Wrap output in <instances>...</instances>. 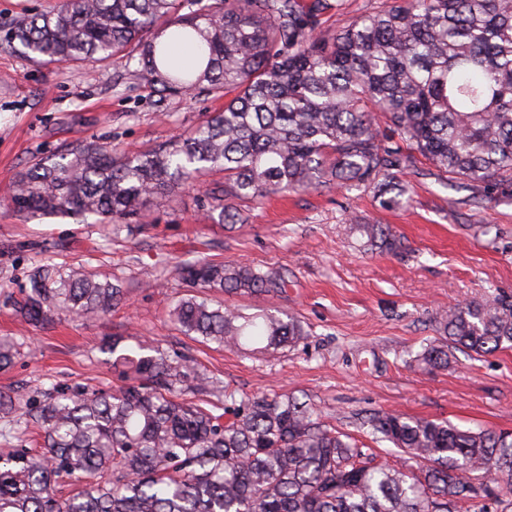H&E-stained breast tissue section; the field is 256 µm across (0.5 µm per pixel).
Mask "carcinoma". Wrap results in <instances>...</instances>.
<instances>
[{
  "mask_svg": "<svg viewBox=\"0 0 512 512\" xmlns=\"http://www.w3.org/2000/svg\"><path fill=\"white\" fill-rule=\"evenodd\" d=\"M342 0H62L20 15L0 47L20 44L36 63L112 60L164 101L203 91L224 97L189 134L146 151L117 153L91 142L29 165L5 193L33 216H96L112 233L132 227L151 200L206 189L226 224L288 191L370 190L381 206L402 203V177L426 161L466 186L512 184V0H383L340 30L321 15ZM197 50L190 67L173 47ZM349 235L389 252L403 247L388 224H351ZM189 292L169 309L188 335L227 349L294 346L301 321L275 307L245 316L212 293L274 298L280 272L198 259L178 269ZM120 282L60 265L30 271L15 303L28 323L56 313L104 315L120 305ZM435 343L416 355L445 367L452 350L492 355L512 348V298L464 302L436 320ZM104 352L125 385L111 393L47 394L22 406L0 390V436L31 428L44 448H0V512H490L498 495L475 476L512 483V434L377 411L370 434L405 455L396 467L328 428L308 403L224 389L184 355L157 346ZM19 344L0 338V370ZM85 488L56 495L60 480Z\"/></svg>",
  "mask_w": 512,
  "mask_h": 512,
  "instance_id": "carcinoma-1",
  "label": "carcinoma"
}]
</instances>
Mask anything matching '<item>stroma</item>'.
<instances>
[{
    "label": "stroma",
    "mask_w": 512,
    "mask_h": 512,
    "mask_svg": "<svg viewBox=\"0 0 512 512\" xmlns=\"http://www.w3.org/2000/svg\"><path fill=\"white\" fill-rule=\"evenodd\" d=\"M223 108V97L205 93L158 104L109 61L56 67L0 48V191L41 157L92 140L153 148ZM409 194L408 205L391 209L363 190L278 194L240 203L242 223L225 225L210 218L202 191L177 189L153 200L118 241L95 218L31 217L0 201V336L22 345L16 364L0 371V389L24 402L51 388L116 390L122 381L101 347L119 337L127 347L150 340L187 355L244 394L303 397L325 424L389 461L398 450L375 442L365 425L376 411L512 431V349L458 350L444 368L414 360L435 339L440 313L492 291L512 294V186L495 188L477 209L426 163ZM367 221L393 226L400 252L345 236L344 225ZM49 256L122 281L125 303L93 320L25 322L11 302ZM200 257L281 272L286 288L272 303L302 320L304 339L261 355L199 342L171 324L167 307L186 292L175 268Z\"/></svg>",
    "instance_id": "35a3bbf8"
}]
</instances>
